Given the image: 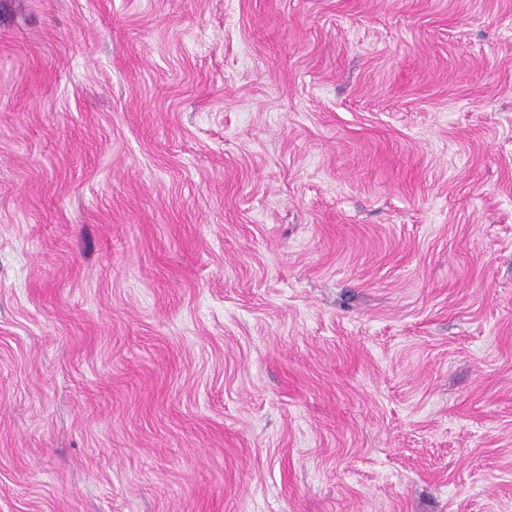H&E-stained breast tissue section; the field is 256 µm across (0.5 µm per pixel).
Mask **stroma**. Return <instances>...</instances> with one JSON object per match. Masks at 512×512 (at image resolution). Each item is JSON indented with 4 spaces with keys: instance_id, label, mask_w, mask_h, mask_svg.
<instances>
[{
    "instance_id": "1",
    "label": "stroma",
    "mask_w": 512,
    "mask_h": 512,
    "mask_svg": "<svg viewBox=\"0 0 512 512\" xmlns=\"http://www.w3.org/2000/svg\"><path fill=\"white\" fill-rule=\"evenodd\" d=\"M0 512H512V0H0Z\"/></svg>"
}]
</instances>
